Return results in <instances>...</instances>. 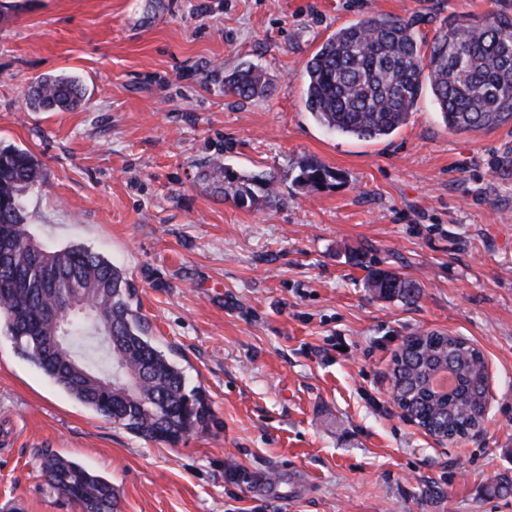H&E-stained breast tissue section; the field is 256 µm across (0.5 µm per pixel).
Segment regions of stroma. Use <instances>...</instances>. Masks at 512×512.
I'll use <instances>...</instances> for the list:
<instances>
[{"instance_id":"obj_1","label":"stroma","mask_w":512,"mask_h":512,"mask_svg":"<svg viewBox=\"0 0 512 512\" xmlns=\"http://www.w3.org/2000/svg\"><path fill=\"white\" fill-rule=\"evenodd\" d=\"M0 0V147L42 164L25 192L45 247L81 244L125 270L153 344L206 392L210 430L136 437L23 359L0 328V512H79L46 483L50 449L112 481L120 512H512V125L448 129L423 88L407 125L364 142L307 111V61L370 14L430 46L451 17L512 0ZM272 88L224 91L238 64ZM69 74L81 107L29 85ZM331 173L299 184L298 164ZM274 175L238 207L203 175ZM413 280L380 298L371 270ZM483 354L487 419L454 441L393 399L392 358L424 332ZM30 105L44 110H71L85 97L82 85L69 77L44 78L33 82L27 94Z\"/></svg>"}]
</instances>
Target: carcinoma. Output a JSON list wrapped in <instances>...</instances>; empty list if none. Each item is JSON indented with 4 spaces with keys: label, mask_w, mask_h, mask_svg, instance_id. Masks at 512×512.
<instances>
[{
    "label": "carcinoma",
    "mask_w": 512,
    "mask_h": 512,
    "mask_svg": "<svg viewBox=\"0 0 512 512\" xmlns=\"http://www.w3.org/2000/svg\"><path fill=\"white\" fill-rule=\"evenodd\" d=\"M428 80L443 121L457 132L492 131L512 124V15L490 12L471 21L455 18L439 30L430 51L418 44L412 25L374 16L344 27L305 66V106L322 126L363 140L390 136L406 124ZM241 98L266 93L270 82L248 64L224 82ZM30 105L71 110L85 97L69 77L33 82ZM224 181V195L240 207L259 197L251 184L264 183V198L277 199L274 177L239 176L221 163L211 166ZM298 180L325 183L330 172L304 160ZM42 179V165L26 150L0 148V318L17 352L81 404L128 432L175 445L213 425L209 399L188 387L182 368L146 336L133 310V288L125 273L81 245L44 248L29 232L22 194ZM369 287L386 299L411 298L414 285L383 270L371 272ZM81 305L85 312L65 324L68 350L48 336L57 317ZM103 337L109 369L83 360L74 345ZM393 397L432 436L461 438L482 418L488 376L482 353L459 336L427 333L409 338L393 359ZM48 484L79 512H119L118 490L106 478L51 450L41 456Z\"/></svg>",
    "instance_id": "1"
}]
</instances>
